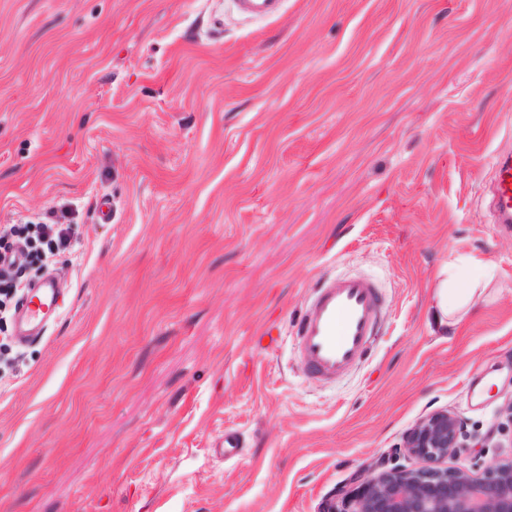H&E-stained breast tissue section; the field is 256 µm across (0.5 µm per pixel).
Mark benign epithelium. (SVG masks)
<instances>
[{"label": "benign epithelium", "instance_id": "7a95c632", "mask_svg": "<svg viewBox=\"0 0 512 512\" xmlns=\"http://www.w3.org/2000/svg\"><path fill=\"white\" fill-rule=\"evenodd\" d=\"M462 433L456 414H430L404 440L420 468H406L395 453L379 462L378 472L359 470L336 486L322 512H512V461L481 476L465 466H447Z\"/></svg>", "mask_w": 512, "mask_h": 512}]
</instances>
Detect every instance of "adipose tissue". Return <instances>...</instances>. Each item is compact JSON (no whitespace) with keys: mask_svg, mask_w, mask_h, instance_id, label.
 <instances>
[{"mask_svg":"<svg viewBox=\"0 0 512 512\" xmlns=\"http://www.w3.org/2000/svg\"><path fill=\"white\" fill-rule=\"evenodd\" d=\"M480 291L478 278L473 277L459 262H448L436 276L432 299L439 326L449 320L462 319L470 310L474 296Z\"/></svg>","mask_w":512,"mask_h":512,"instance_id":"ef3b65f1","label":"adipose tissue"}]
</instances>
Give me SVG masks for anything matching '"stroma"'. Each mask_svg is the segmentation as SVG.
<instances>
[{
	"label": "stroma",
	"mask_w": 512,
	"mask_h": 512,
	"mask_svg": "<svg viewBox=\"0 0 512 512\" xmlns=\"http://www.w3.org/2000/svg\"><path fill=\"white\" fill-rule=\"evenodd\" d=\"M506 155L512 0H0V225L71 238L45 334L0 319V512H319L440 409L453 465L496 467ZM469 257L485 292L441 331L435 276ZM340 273L380 288L381 333L311 381L295 326ZM282 0H232L234 9L240 14L255 20L274 16L280 9ZM490 209L494 223L512 224V161L510 156L497 161Z\"/></svg>",
	"instance_id": "1"
}]
</instances>
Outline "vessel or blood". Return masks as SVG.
<instances>
[{"label":"vessel or blood","mask_w":512,"mask_h":512,"mask_svg":"<svg viewBox=\"0 0 512 512\" xmlns=\"http://www.w3.org/2000/svg\"><path fill=\"white\" fill-rule=\"evenodd\" d=\"M282 0H232L234 9L255 20L274 16ZM490 209L498 224H512V159L496 164ZM61 286L52 276L31 289L17 311L20 339L38 338L56 315ZM382 296L364 278L336 276L320 283L297 328L298 359L313 380L348 371L362 357L381 322Z\"/></svg>","instance_id":"vessel-or-blood-1"}]
</instances>
